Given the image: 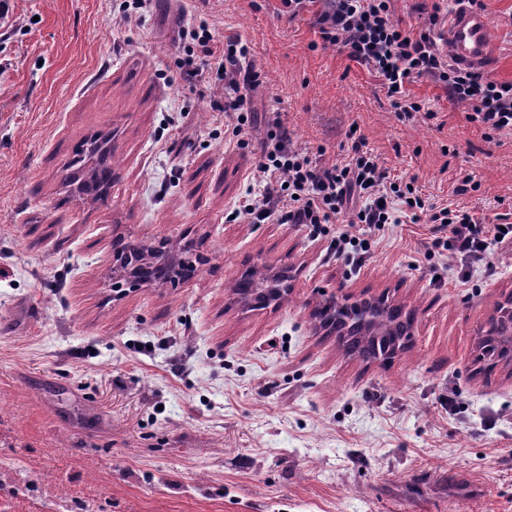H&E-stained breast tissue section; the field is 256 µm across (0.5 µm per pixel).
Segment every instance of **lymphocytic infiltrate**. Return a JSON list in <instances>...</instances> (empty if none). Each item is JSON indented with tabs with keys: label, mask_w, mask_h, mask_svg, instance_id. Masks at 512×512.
Segmentation results:
<instances>
[{
	"label": "lymphocytic infiltrate",
	"mask_w": 512,
	"mask_h": 512,
	"mask_svg": "<svg viewBox=\"0 0 512 512\" xmlns=\"http://www.w3.org/2000/svg\"><path fill=\"white\" fill-rule=\"evenodd\" d=\"M443 17L433 4L419 31L404 29L393 16L391 0H322L314 25L323 44L374 73L400 117L413 118L422 106L409 85L428 78L442 84L455 101L467 105L469 119L486 133L512 131V82L483 71L450 66L434 32ZM194 45L182 66L183 77L224 115V133L236 148H247L256 116L249 93L263 75L250 62L251 48L241 38L217 42L206 22L189 33ZM220 96H212V88ZM260 169L266 183L260 195L246 196L230 220L251 224H293L312 236L329 237L332 255L360 267L373 256V244L389 225L409 218L428 220L432 245L451 254L463 267L482 265L485 276L496 268L490 260L502 245H512V224L498 225L463 209L426 213L425 201L412 183L393 181L364 137H355L340 164L323 165L292 149L280 116H270L260 142Z\"/></svg>",
	"instance_id": "obj_1"
}]
</instances>
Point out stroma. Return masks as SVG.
<instances>
[{
  "instance_id": "1",
  "label": "stroma",
  "mask_w": 512,
  "mask_h": 512,
  "mask_svg": "<svg viewBox=\"0 0 512 512\" xmlns=\"http://www.w3.org/2000/svg\"><path fill=\"white\" fill-rule=\"evenodd\" d=\"M7 0L0 20V464L44 512L60 485L93 512H512V375L475 363L476 334L512 291L426 256V223L390 227L359 268L292 224L229 222L264 183L255 142L182 78L196 28L182 0ZM486 71L512 81V0H484ZM279 0H211L207 22L248 42L294 149L341 161L357 126L392 175L438 207L512 214V132L487 139L466 104L420 79L433 119L399 118L380 81ZM108 135L121 163L106 201L75 192L76 152ZM472 175L478 190L454 188ZM193 242L205 262L176 288L112 292L116 248ZM291 268L282 305L246 310L248 268ZM389 291L415 309L410 350L387 365L315 331L316 299ZM454 394L456 408L443 398ZM495 421L486 429V421Z\"/></svg>"
}]
</instances>
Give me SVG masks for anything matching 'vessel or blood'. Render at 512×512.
<instances>
[{
    "label": "vessel or blood",
    "mask_w": 512,
    "mask_h": 512,
    "mask_svg": "<svg viewBox=\"0 0 512 512\" xmlns=\"http://www.w3.org/2000/svg\"><path fill=\"white\" fill-rule=\"evenodd\" d=\"M442 40L455 66L483 68L490 58L493 30L483 13L459 5L448 15Z\"/></svg>",
    "instance_id": "obj_1"
}]
</instances>
